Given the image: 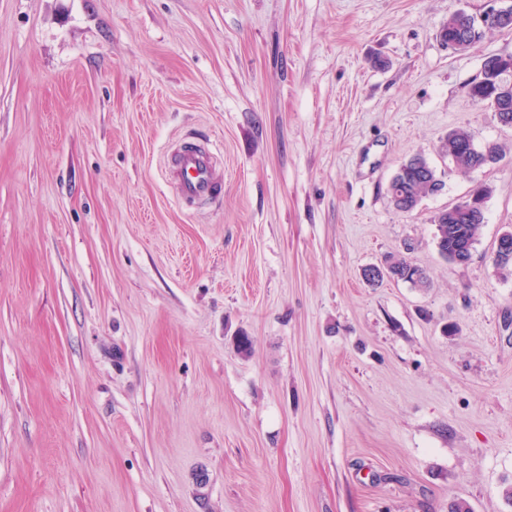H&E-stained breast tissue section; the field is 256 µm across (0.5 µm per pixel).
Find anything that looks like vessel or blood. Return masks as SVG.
Instances as JSON below:
<instances>
[{
	"mask_svg": "<svg viewBox=\"0 0 512 512\" xmlns=\"http://www.w3.org/2000/svg\"><path fill=\"white\" fill-rule=\"evenodd\" d=\"M215 154L211 148L185 142L176 161L175 190L188 203L219 201L224 182L215 173Z\"/></svg>",
	"mask_w": 512,
	"mask_h": 512,
	"instance_id": "1",
	"label": "vessel or blood"
}]
</instances>
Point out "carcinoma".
<instances>
[{
  "label": "carcinoma",
  "instance_id": "carcinoma-1",
  "mask_svg": "<svg viewBox=\"0 0 512 512\" xmlns=\"http://www.w3.org/2000/svg\"><path fill=\"white\" fill-rule=\"evenodd\" d=\"M466 33L465 49H470L480 41L484 29L480 28L474 16L463 10H457L448 16V22L438 32L441 42L455 40L458 33ZM469 93L472 98L489 104L493 112L508 117L512 123V83L505 77L494 74L478 78L472 82ZM439 152L448 157L454 167L463 172L477 171L488 163H498L505 155L498 144L483 147L474 145L471 136L463 130H455L441 143ZM444 181L437 175L436 169L421 156L403 162L392 176L388 192L394 207L403 213L429 196L440 193ZM485 222V209H443L432 218L436 227V243L439 252L448 253V261L469 260L478 239V232ZM386 272L372 267L364 270L367 283L376 285L388 276L410 283L415 288L430 287V280L423 269L404 259H388Z\"/></svg>",
  "mask_w": 512,
  "mask_h": 512
}]
</instances>
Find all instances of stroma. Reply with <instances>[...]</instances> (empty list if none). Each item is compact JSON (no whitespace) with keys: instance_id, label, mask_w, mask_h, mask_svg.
<instances>
[{"instance_id":"stroma-1","label":"stroma","mask_w":512,"mask_h":512,"mask_svg":"<svg viewBox=\"0 0 512 512\" xmlns=\"http://www.w3.org/2000/svg\"><path fill=\"white\" fill-rule=\"evenodd\" d=\"M485 6L0 0V512H512V128L468 94L512 32L438 38ZM456 129L505 160L458 172ZM415 155L445 188L403 213ZM478 182L457 265L431 219ZM389 256L430 288L367 284ZM461 30L467 35L466 46L463 51L474 47L480 41L484 32V29L479 27L472 14L463 10H457L448 16V22L439 30L438 37L442 43L450 42L448 43V48L457 51L465 44L462 39L455 40ZM215 154L209 147L185 142L176 161L175 190L188 203L219 201L224 196V179L215 173Z\"/></svg>"}]
</instances>
